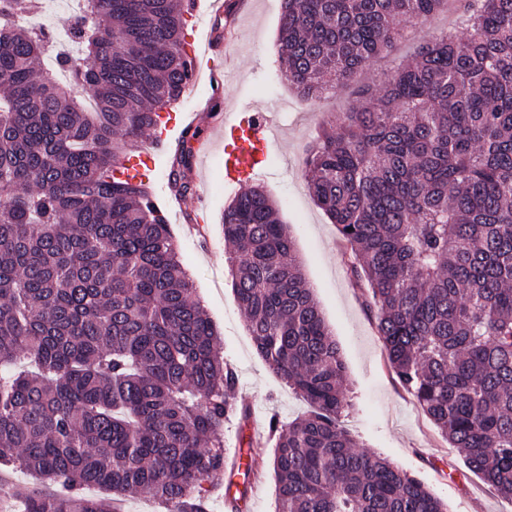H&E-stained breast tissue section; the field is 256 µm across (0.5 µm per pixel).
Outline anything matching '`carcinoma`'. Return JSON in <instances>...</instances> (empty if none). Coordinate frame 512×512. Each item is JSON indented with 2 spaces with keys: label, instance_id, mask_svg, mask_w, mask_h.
<instances>
[{
  "label": "carcinoma",
  "instance_id": "carcinoma-1",
  "mask_svg": "<svg viewBox=\"0 0 512 512\" xmlns=\"http://www.w3.org/2000/svg\"><path fill=\"white\" fill-rule=\"evenodd\" d=\"M446 0H282L279 69L303 95L346 86ZM0 0V465L51 489L24 512H208L238 378L164 211L118 175L185 93L187 5L85 0L53 34ZM328 123L304 158L358 259L400 383L468 469L512 499V0H460L454 32ZM188 129L168 185L194 192ZM258 354L311 410L273 418L275 512H448L357 445L336 339L259 186L224 208Z\"/></svg>",
  "mask_w": 512,
  "mask_h": 512
}]
</instances>
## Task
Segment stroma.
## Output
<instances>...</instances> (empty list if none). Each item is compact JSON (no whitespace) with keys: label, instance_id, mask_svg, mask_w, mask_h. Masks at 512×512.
<instances>
[{"label":"stroma","instance_id":"1","mask_svg":"<svg viewBox=\"0 0 512 512\" xmlns=\"http://www.w3.org/2000/svg\"><path fill=\"white\" fill-rule=\"evenodd\" d=\"M247 2V12L239 14L234 23L240 33V50L231 56L224 53L223 12L204 7L187 15V40L195 55L210 61L211 70L201 74L192 103L170 108L175 125L166 140L158 145L154 134H146L137 152L141 165L151 170L148 185L164 206L182 263L218 331L224 358L238 374V404L250 414L244 423L235 416L225 422V454L235 457L240 435L256 436L259 442L254 450L258 461L255 473L247 478L236 473L221 476L209 498L210 512H229L226 498L230 495L238 497L241 512H274V442L268 436V423L274 418L288 423L309 410L307 402L284 385L257 353L232 288L221 219L235 191L224 184V139L218 132L224 119L206 115L214 72L224 76V102L238 109L278 115V138L265 168L252 182L281 203V219L290 227L305 277L336 338L351 403L343 418L345 427L357 443L423 480L449 512H512V500L467 468L459 450L450 447L402 388L378 336L367 284L354 271L336 225L311 197L302 169L304 153L320 125L332 113L357 104L355 87H382L422 43L448 30L450 17L442 12L416 25L391 55L357 72L351 89L306 100L278 73L279 0ZM192 123L207 136L210 149L205 160L194 162L195 191L179 208L170 204L166 160ZM192 220L201 225V233H189Z\"/></svg>","mask_w":512,"mask_h":512}]
</instances>
